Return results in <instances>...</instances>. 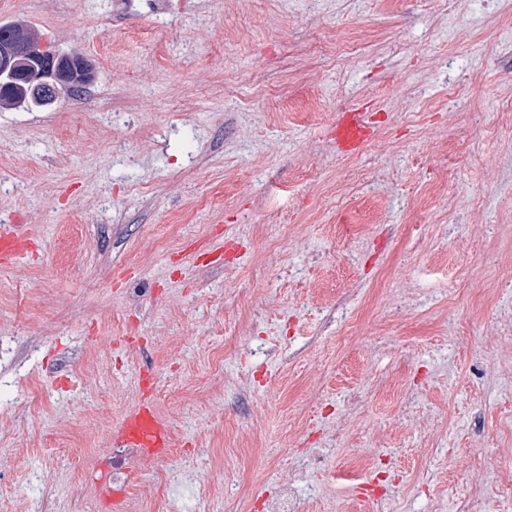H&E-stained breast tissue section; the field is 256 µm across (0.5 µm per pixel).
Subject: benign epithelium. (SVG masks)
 <instances>
[{"mask_svg":"<svg viewBox=\"0 0 512 512\" xmlns=\"http://www.w3.org/2000/svg\"><path fill=\"white\" fill-rule=\"evenodd\" d=\"M88 65L76 53L59 57L39 45V38L27 28L0 42V75H21L37 94L56 99L58 92L85 78Z\"/></svg>","mask_w":512,"mask_h":512,"instance_id":"7a95c632","label":"benign epithelium"}]
</instances>
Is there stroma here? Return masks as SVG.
<instances>
[{
  "label": "stroma",
  "instance_id": "35a3bbf8",
  "mask_svg": "<svg viewBox=\"0 0 512 512\" xmlns=\"http://www.w3.org/2000/svg\"><path fill=\"white\" fill-rule=\"evenodd\" d=\"M2 21L90 80L0 107V221L35 236L0 266V512H263L288 476L297 512H361L363 483L373 512H512V0ZM349 109L370 129L344 155ZM144 403L170 452L117 463ZM119 464L117 511L89 476ZM336 149L342 153L359 150L367 139V121L365 112L354 110L343 112L334 129Z\"/></svg>",
  "mask_w": 512,
  "mask_h": 512
}]
</instances>
